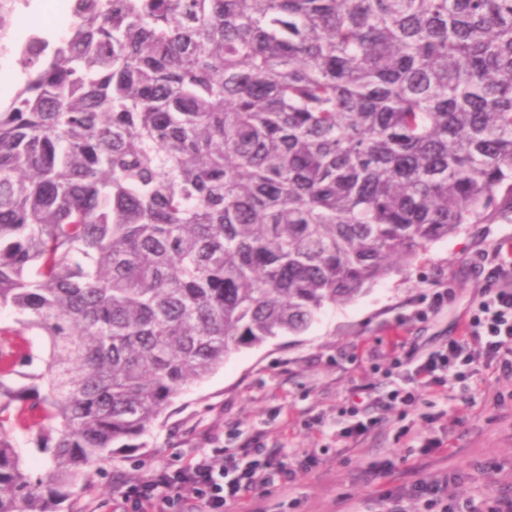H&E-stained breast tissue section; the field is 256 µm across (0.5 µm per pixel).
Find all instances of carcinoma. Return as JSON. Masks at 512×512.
<instances>
[{
    "label": "carcinoma",
    "mask_w": 512,
    "mask_h": 512,
    "mask_svg": "<svg viewBox=\"0 0 512 512\" xmlns=\"http://www.w3.org/2000/svg\"><path fill=\"white\" fill-rule=\"evenodd\" d=\"M0 103V512L231 354L512 209V0H78ZM48 454L28 470L12 418ZM16 317L17 315L9 309L0 310V323L2 322V325L12 326L17 332L18 336H11V338L16 342L21 343L29 341L36 353L44 354V347H46V344L43 341L42 336H37L34 331L21 324L15 323Z\"/></svg>",
    "instance_id": "cac0c4a2"
}]
</instances>
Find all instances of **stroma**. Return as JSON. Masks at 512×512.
Returning <instances> with one entry per match:
<instances>
[{"instance_id": "1", "label": "stroma", "mask_w": 512, "mask_h": 512, "mask_svg": "<svg viewBox=\"0 0 512 512\" xmlns=\"http://www.w3.org/2000/svg\"><path fill=\"white\" fill-rule=\"evenodd\" d=\"M512 244V209L466 224L347 304L326 305L300 334L233 353L175 398L138 448L115 450L65 501L62 512H113L122 484L160 467L187 465L200 451L275 452L290 480L258 488L230 512H386L381 490L447 472L444 506L512 493V375L495 369L432 390L381 415L365 438L340 437L351 390L380 395L401 386L405 351L425 356L458 336L468 308L491 285L476 255ZM452 294L441 308L432 297ZM406 339L393 348V337ZM437 448H422V438ZM315 455V466L302 462Z\"/></svg>"}]
</instances>
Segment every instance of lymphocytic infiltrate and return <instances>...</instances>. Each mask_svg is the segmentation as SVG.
I'll return each instance as SVG.
<instances>
[{
	"instance_id": "f902f5d3",
	"label": "lymphocytic infiltrate",
	"mask_w": 512,
	"mask_h": 512,
	"mask_svg": "<svg viewBox=\"0 0 512 512\" xmlns=\"http://www.w3.org/2000/svg\"><path fill=\"white\" fill-rule=\"evenodd\" d=\"M479 261L490 264L494 286L469 310L460 335L424 359L397 361L402 387L365 399L353 396L342 410L349 419L341 430L344 438L371 432L377 420L368 416V409L385 412L399 402L414 403L419 391L444 386L448 378L472 375L483 367L512 374V264L492 263L487 253ZM474 341L480 344L476 353L470 349ZM220 455L223 460L218 463L213 454L203 452L185 467H162L146 479L126 484L120 512H172L184 506L189 512H228L285 472L274 452L263 448H225Z\"/></svg>"
}]
</instances>
